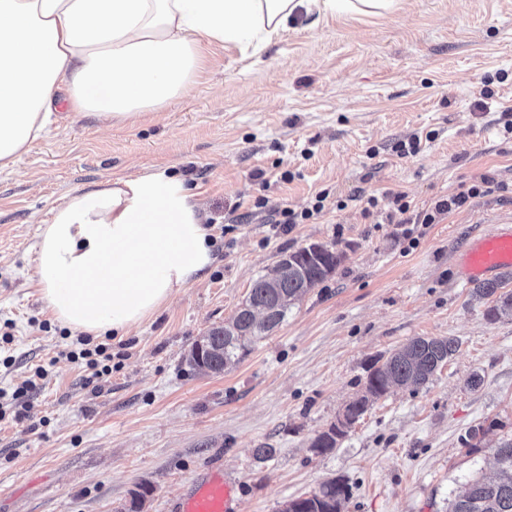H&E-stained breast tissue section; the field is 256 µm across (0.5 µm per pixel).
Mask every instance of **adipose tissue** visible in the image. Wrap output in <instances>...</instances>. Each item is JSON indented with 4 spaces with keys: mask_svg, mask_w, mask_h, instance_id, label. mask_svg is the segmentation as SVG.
<instances>
[{
    "mask_svg": "<svg viewBox=\"0 0 512 512\" xmlns=\"http://www.w3.org/2000/svg\"><path fill=\"white\" fill-rule=\"evenodd\" d=\"M396 0H0V167L45 134L57 97L110 125L171 105L206 45L250 46L298 9L379 15ZM195 194L145 174L68 197L44 225L35 275L72 331L125 335L210 263Z\"/></svg>",
    "mask_w": 512,
    "mask_h": 512,
    "instance_id": "obj_1",
    "label": "adipose tissue"
}]
</instances>
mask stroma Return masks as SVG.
<instances>
[{
    "label": "stroma",
    "instance_id": "35a3bbf8",
    "mask_svg": "<svg viewBox=\"0 0 512 512\" xmlns=\"http://www.w3.org/2000/svg\"><path fill=\"white\" fill-rule=\"evenodd\" d=\"M495 74L481 110L482 80ZM508 108L512 0L300 13L257 53L204 48L185 96L106 132L57 103L46 136L0 170V324L13 323L0 388L44 371L24 421H0V512H126L138 491L142 512H166L215 461L237 484L240 512H282L333 478L348 488L341 512H448L456 488L492 474L495 448L512 438V317L489 321L455 265L472 237L512 221ZM416 136L421 151L397 156ZM145 173L193 188L213 261L112 338V374L91 382L64 355L78 334L47 306L36 243L66 196ZM484 179L488 190L437 223L401 224L394 194L420 212ZM322 191L320 214L275 228L281 210ZM311 243L343 250L336 272L235 367L192 371V344L235 314L281 252ZM417 336L459 347L428 383L379 399L332 453L315 455L312 439L361 392L366 365Z\"/></svg>",
    "mask_w": 512,
    "mask_h": 512
}]
</instances>
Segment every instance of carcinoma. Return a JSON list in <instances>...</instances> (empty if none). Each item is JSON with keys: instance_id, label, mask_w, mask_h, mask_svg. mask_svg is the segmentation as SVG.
<instances>
[{"instance_id": "cac0c4a2", "label": "carcinoma", "mask_w": 512, "mask_h": 512, "mask_svg": "<svg viewBox=\"0 0 512 512\" xmlns=\"http://www.w3.org/2000/svg\"><path fill=\"white\" fill-rule=\"evenodd\" d=\"M317 248L313 243L286 254L288 275L279 278L275 287H270L265 275L253 282L249 301L273 310L269 320L264 322L239 311L233 317V330L226 332L216 327L207 333L206 341L211 350L209 368L213 373L221 374L225 368L240 362L255 339L280 326L295 302L335 273L343 260V252L328 246L320 252ZM510 282L511 271L473 288L476 299L492 300V306L486 311L488 320L512 316V290L505 289ZM457 349L458 342L451 337H416L386 359H376L367 368L364 393L349 403L348 424H354L370 403L392 388L426 384ZM345 436L344 432H336V425L332 424L313 439L311 448L318 455H326L336 448L338 439ZM494 458L495 476L489 479L479 476L462 484L448 512H512V439L502 441L494 449ZM347 493L346 485L334 478L324 482L318 490L288 501L283 512H339V504Z\"/></svg>"}]
</instances>
